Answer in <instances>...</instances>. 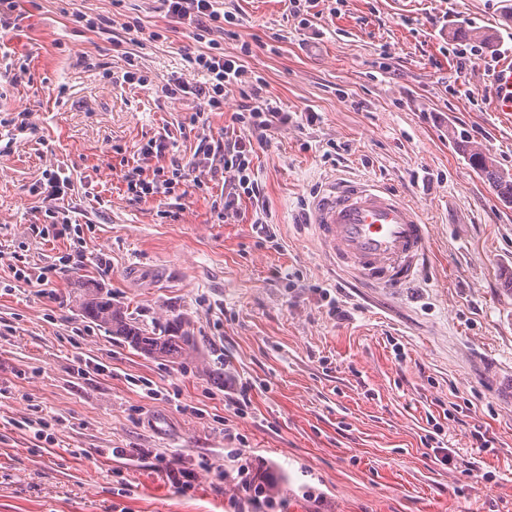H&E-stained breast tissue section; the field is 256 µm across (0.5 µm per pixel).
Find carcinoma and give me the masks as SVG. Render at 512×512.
Segmentation results:
<instances>
[{
  "label": "carcinoma",
  "instance_id": "carcinoma-1",
  "mask_svg": "<svg viewBox=\"0 0 512 512\" xmlns=\"http://www.w3.org/2000/svg\"><path fill=\"white\" fill-rule=\"evenodd\" d=\"M460 42L488 44L492 35L472 31L460 26L455 30ZM456 145L468 157L472 169L486 180L497 194L512 204V174L503 171L481 147L475 145L464 133L456 136ZM78 308L89 322L103 327L125 339L135 350L183 365L198 350V341L190 329V322L181 315L168 314L148 325L128 310L112 303V295L98 283L85 279L80 284Z\"/></svg>",
  "mask_w": 512,
  "mask_h": 512
}]
</instances>
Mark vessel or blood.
Masks as SVG:
<instances>
[{
  "mask_svg": "<svg viewBox=\"0 0 512 512\" xmlns=\"http://www.w3.org/2000/svg\"><path fill=\"white\" fill-rule=\"evenodd\" d=\"M489 92L493 111L512 112V58L491 69ZM303 222L329 264L363 284L400 287L428 258L429 225L416 207L376 181L321 186Z\"/></svg>",
  "mask_w": 512,
  "mask_h": 512,
  "instance_id": "1",
  "label": "vessel or blood"
}]
</instances>
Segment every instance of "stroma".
Listing matches in <instances>:
<instances>
[{"instance_id": "obj_1", "label": "stroma", "mask_w": 512, "mask_h": 512, "mask_svg": "<svg viewBox=\"0 0 512 512\" xmlns=\"http://www.w3.org/2000/svg\"><path fill=\"white\" fill-rule=\"evenodd\" d=\"M223 3L233 20L213 37L245 72L216 112L170 97L172 79L198 81L187 58L203 46L154 0H0V68L17 76L0 81V512H227L228 429L283 512H512V205L453 143L465 131L512 174V114L492 111L486 82L512 57V0ZM461 25L492 43L465 46ZM258 76L281 111L318 114L254 142L262 202L225 213L220 177L186 181L167 218L128 195L133 167L224 132ZM163 132L165 156L140 160ZM53 166L72 181L60 238L44 215ZM335 179L384 182L421 210L431 263L407 287L328 269L300 219ZM67 254L42 286L9 269ZM85 274L144 321L184 314L194 360L145 356L83 318ZM227 377L249 388L247 416L225 405ZM160 454L212 469L186 492Z\"/></svg>"}]
</instances>
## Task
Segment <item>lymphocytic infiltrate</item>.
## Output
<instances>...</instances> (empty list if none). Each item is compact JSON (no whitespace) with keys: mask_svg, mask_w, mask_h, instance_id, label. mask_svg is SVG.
<instances>
[{"mask_svg":"<svg viewBox=\"0 0 512 512\" xmlns=\"http://www.w3.org/2000/svg\"><path fill=\"white\" fill-rule=\"evenodd\" d=\"M161 6L166 17L185 25L198 42L205 40L225 20L219 9L220 0H161ZM190 63L203 79L195 83L177 81V89L184 95L207 100L212 109H221L226 89L238 85L244 74L240 58L226 55L223 49L213 46L191 57ZM263 86V81H256L249 104L233 117L234 123L248 130V137L207 136L201 139L188 161L171 159L169 165L156 166L148 175L142 168H134L127 180V192L133 200L147 202L174 197L180 182L195 172L202 176L225 174V211L234 210L241 198L261 199L263 187L253 170L251 140L264 138L274 125L292 121L290 114L280 111L264 97ZM234 482L241 492L240 497L232 501L235 512H274L277 502L268 493V479L255 473L251 464L238 466Z\"/></svg>","mask_w":512,"mask_h":512,"instance_id":"f902f5d3","label":"lymphocytic infiltrate"}]
</instances>
